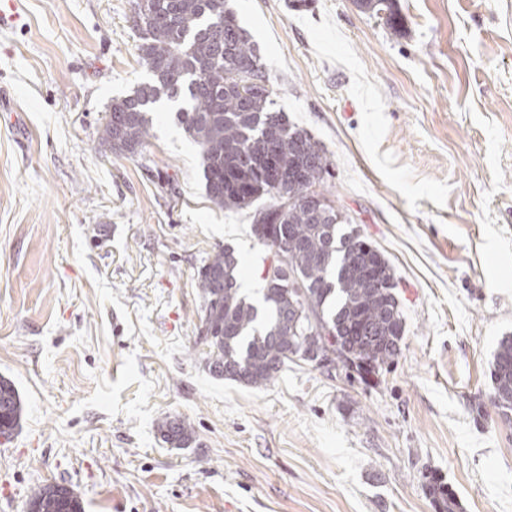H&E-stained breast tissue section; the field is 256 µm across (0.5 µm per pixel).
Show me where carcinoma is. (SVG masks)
Segmentation results:
<instances>
[{
	"instance_id": "obj_1",
	"label": "carcinoma",
	"mask_w": 512,
	"mask_h": 512,
	"mask_svg": "<svg viewBox=\"0 0 512 512\" xmlns=\"http://www.w3.org/2000/svg\"><path fill=\"white\" fill-rule=\"evenodd\" d=\"M365 12L390 10L386 24L399 18L389 0H358ZM139 65L147 79L131 94L112 100L101 140L112 152L143 156L153 126L151 112L164 102L177 106L176 119L198 147L207 198L227 209H254L252 232L267 247L258 225L274 214L272 236L288 237L287 268L301 286L265 280L261 299L242 291L241 261L235 249L219 246L197 270L199 319L213 340L206 341L211 375L247 387L275 381L294 362L293 349L334 338L333 351L360 376L379 370L397 356L404 332L394 294V273L381 260L373 282L368 267L377 259L358 247L359 231L346 223L325 189L331 161L313 137L272 109L262 56L224 0H153L151 16L138 29ZM256 81L241 93L239 82ZM273 144L278 185L268 180L267 145ZM322 201L311 209L308 195ZM265 206H257L262 200ZM288 208L279 210L283 200ZM491 404L512 414V337L503 338L494 356ZM0 414L9 437L19 427L22 402L13 383L0 377ZM165 442L181 447L192 437L191 424L167 418L160 424ZM82 512L73 490L48 484L29 497L32 512Z\"/></svg>"
}]
</instances>
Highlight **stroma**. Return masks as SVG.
<instances>
[{"instance_id": "1", "label": "stroma", "mask_w": 512, "mask_h": 512, "mask_svg": "<svg viewBox=\"0 0 512 512\" xmlns=\"http://www.w3.org/2000/svg\"><path fill=\"white\" fill-rule=\"evenodd\" d=\"M229 0L277 110L332 165L337 208L395 272L400 352L362 381L290 365L213 377L197 270L215 247L261 282L252 210L206 197L172 104L141 158L100 140L146 78L134 0H0V512L60 484L84 512H512V418L487 398L512 336V0ZM190 421L187 447L164 418ZM2 415L7 429H0V436L9 437L20 425L22 402L13 383L0 377V417ZM165 442L181 448L192 437L191 424L182 418H166L159 426Z\"/></svg>"}]
</instances>
